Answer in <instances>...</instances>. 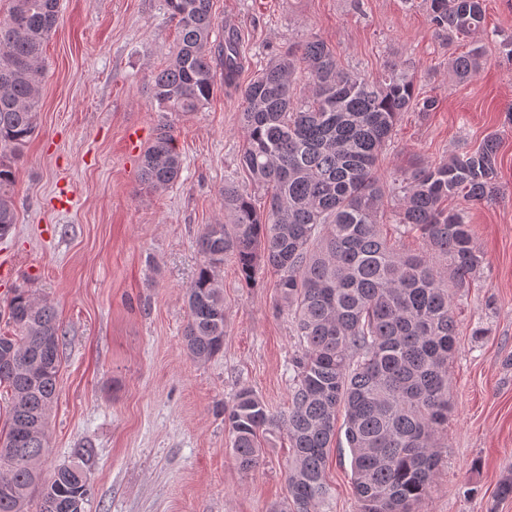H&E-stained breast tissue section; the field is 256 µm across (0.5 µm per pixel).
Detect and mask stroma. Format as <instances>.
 <instances>
[{
    "mask_svg": "<svg viewBox=\"0 0 512 512\" xmlns=\"http://www.w3.org/2000/svg\"><path fill=\"white\" fill-rule=\"evenodd\" d=\"M212 14L213 40L228 30L241 38L243 85L313 38L351 70L408 69L438 107L400 115L380 163L385 180L497 134L495 195L454 203L484 263L453 292L452 410L440 432L442 464L416 512H512V498L496 495L512 475V0H486L482 67L465 82L448 63L472 41L438 35L423 0H212ZM176 35L162 0H60L37 130L18 163V220L0 239V334L13 331L3 313L13 289L57 311L64 337L41 478L92 444L84 512H276L288 496L286 435L242 469L224 412L243 388L287 411L301 346L278 274L263 265L247 282L229 260L218 273L223 351L198 361L184 348L196 240L223 221L225 182L247 179L237 92L217 87L197 112L151 105L152 75L168 64ZM166 123L184 168L156 192L143 184L126 135L142 129L148 145ZM326 481L315 512H359L344 435Z\"/></svg>",
    "mask_w": 512,
    "mask_h": 512,
    "instance_id": "obj_1",
    "label": "stroma"
}]
</instances>
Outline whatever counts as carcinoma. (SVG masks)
Wrapping results in <instances>:
<instances>
[{"mask_svg":"<svg viewBox=\"0 0 512 512\" xmlns=\"http://www.w3.org/2000/svg\"><path fill=\"white\" fill-rule=\"evenodd\" d=\"M177 20L179 43L152 79L160 112H195L212 98L217 73L244 102L240 166L264 191L263 209L235 182L224 184V222L207 224L196 246L201 263L186 290L184 346L199 361L224 347V291L217 270L233 260L255 279L259 264L279 274L280 301L303 346L293 359L288 412H272L250 389L225 414L232 451L244 470L256 466L260 437L284 432L289 508L312 512L327 494L326 462L344 410L345 438L361 512H412L432 483L441 457L438 428L448 423L449 359L456 321L448 280L462 288L483 264L458 212L445 202L482 201L495 191L498 141L403 173L378 175L400 113L436 109L420 97L407 69L391 65L371 79L346 69L336 52L311 39L271 60L246 86L239 37L211 40V0H163ZM0 15V237L17 223L12 158L34 134L42 55L59 18V0H9ZM440 35L482 31L483 0H426ZM460 80L481 68V49L450 62ZM309 88L295 99V84ZM182 158L167 124L141 160V179L165 191ZM398 201L400 232H419L425 250L401 253L380 231ZM448 264L450 278L436 267ZM14 333L0 334V385L11 405L0 428V512H84L94 449L81 448L51 480L40 481L48 447L47 412L60 369L62 329L54 309L19 289L7 303Z\"/></svg>","mask_w":512,"mask_h":512,"instance_id":"carcinoma-1","label":"carcinoma"}]
</instances>
